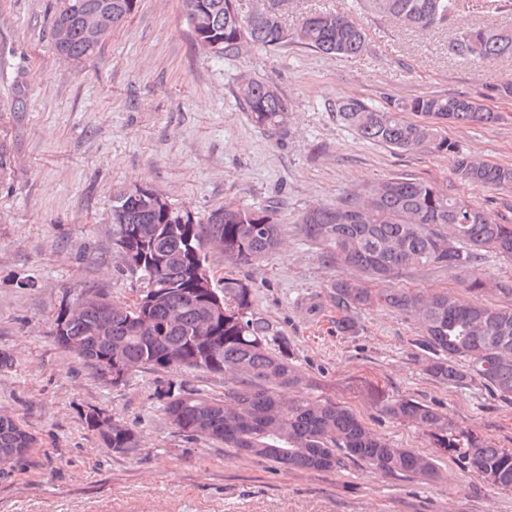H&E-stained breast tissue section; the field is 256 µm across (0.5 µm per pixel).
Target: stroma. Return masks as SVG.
I'll return each mask as SVG.
<instances>
[{"label": "stroma", "instance_id": "obj_1", "mask_svg": "<svg viewBox=\"0 0 512 512\" xmlns=\"http://www.w3.org/2000/svg\"><path fill=\"white\" fill-rule=\"evenodd\" d=\"M482 3L463 0L454 26L421 34L364 12L357 0H292L281 16L288 31L314 11L347 14L367 34L365 51L325 55L293 39L229 61L198 48L182 0H140L101 52L77 66L54 50V0H0V139L13 155L0 176V353L14 360L0 370V415L38 440L35 465L0 476V512H512V492L485 486L451 461L439 484L382 482L356 464L341 474L286 471L236 458L205 436L184 438L156 389L170 382L220 395L223 377L142 369L114 387L51 334L61 305L86 286L107 284L120 304L136 298L137 282L112 241L116 192L148 185L200 219L230 202L275 200L278 252L236 267L211 251L207 265L215 285H251L253 310L277 325L316 393L403 448L422 450L427 440L382 418L371 394L416 398L512 448V399L432 381L412 346L413 319L375 310L361 316L359 335L337 334L326 286L341 270L299 228L309 208L401 176L493 211L512 205V188L490 195L461 184L448 156L357 139L333 109L353 97L380 104L464 95L501 118L449 125V139L478 159L512 165V98L489 94L512 83V57L481 68L448 51L458 29L512 26L511 8ZM249 76L287 98L283 133L256 127L240 107L236 91ZM20 86L27 109L15 112ZM93 408L137 432L134 457L113 453L87 430Z\"/></svg>", "mask_w": 512, "mask_h": 512}]
</instances>
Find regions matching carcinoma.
Returning <instances> with one entry per match:
<instances>
[{
  "instance_id": "obj_1",
  "label": "carcinoma",
  "mask_w": 512,
  "mask_h": 512,
  "mask_svg": "<svg viewBox=\"0 0 512 512\" xmlns=\"http://www.w3.org/2000/svg\"><path fill=\"white\" fill-rule=\"evenodd\" d=\"M364 10L402 27L427 33L455 23L460 0H361ZM197 44L226 60L252 46L276 48L290 38L280 17L266 8L244 19L238 0H183ZM139 8V0H56L51 35L56 52L74 64L96 55L112 28ZM106 14L111 27L93 34L87 20ZM295 38L324 54H356L366 33L353 18L330 11L308 15ZM449 50L476 65L512 56V27L462 30ZM237 97L254 124L283 132L288 103L273 85L242 79ZM411 113L418 117L412 121ZM336 116L372 144L400 152L429 150L448 155L458 181L486 192L512 187V165L480 160L440 131L445 123L487 124L496 112L474 108L460 95L422 96L375 107L359 98L336 102ZM277 206L228 203L201 220L172 205L150 186L112 197V240L127 268L137 274L139 297L131 305L86 307L73 319L60 308L51 331L57 344L101 377L112 368L116 387L138 369H193L224 376V396L208 397L168 386L161 397L174 429L206 436L242 459H261L285 469L341 472L362 465L378 479L411 477L425 484L443 480L439 457L497 490L512 491V450L500 448L456 423L439 409L404 395L387 396L377 411L426 436L436 454L399 448L370 429L350 408L330 397L303 392L310 382L291 362L288 341L271 321L252 311L251 287L229 282L217 288L206 252L217 250L229 265H250L283 244ZM300 230L326 249L327 259L358 276L327 285L336 308V332L356 336L359 317L378 308L414 319L423 370L452 387L482 385L512 396V305L482 302L488 293L512 298V281L491 282L480 269L483 251L512 263V218L446 194L431 182L398 177L367 194L316 205ZM420 266L456 274L471 296L461 300L443 288L422 291L393 285ZM280 341L278 351L269 342ZM86 428L121 456L139 447L137 433L93 408ZM36 437L0 416V469L33 464Z\"/></svg>"
}]
</instances>
